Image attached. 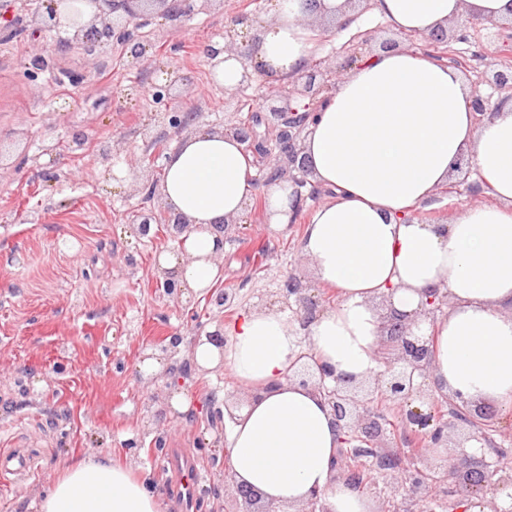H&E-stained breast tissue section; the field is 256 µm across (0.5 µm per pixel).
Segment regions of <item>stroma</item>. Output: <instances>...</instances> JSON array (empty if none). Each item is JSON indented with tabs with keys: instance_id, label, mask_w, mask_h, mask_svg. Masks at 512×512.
<instances>
[{
	"instance_id": "obj_1",
	"label": "stroma",
	"mask_w": 512,
	"mask_h": 512,
	"mask_svg": "<svg viewBox=\"0 0 512 512\" xmlns=\"http://www.w3.org/2000/svg\"><path fill=\"white\" fill-rule=\"evenodd\" d=\"M269 10L268 0H217L178 32L149 15L135 33L138 66L118 37L93 53L50 51L22 4L10 23L0 22V458L21 453L29 461L23 474L0 471V512H33L56 472L103 450L149 474L172 512H183L172 474L159 465L171 448L208 473L196 512H239L224 471V417L207 403L218 390L240 397L231 375L189 367L174 387L167 374L140 370L146 343L174 333L182 342L167 363L186 364L210 305L197 297L184 304L158 289L160 247L134 237L128 224L146 202L135 163L153 154L154 139L169 150L180 138L162 119L170 105L215 130L239 120L248 93L232 95L213 82L206 51L239 14ZM500 33L489 25L448 28V56L465 63L470 88L495 101L501 93L485 70L512 67V56L498 53ZM403 42L372 21L319 59L343 76L353 61ZM39 55L37 70L31 62ZM174 70L189 77L185 90L168 89ZM472 182L459 170L451 190L417 219L443 224L459 205L487 202V195L472 197ZM305 221L298 215L271 234L250 211L232 226L219 282L234 294L225 322L273 306L287 272L309 277L299 248ZM179 392L189 396L188 408L156 422L155 410Z\"/></svg>"
}]
</instances>
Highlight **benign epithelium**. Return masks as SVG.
I'll return each mask as SVG.
<instances>
[{
	"mask_svg": "<svg viewBox=\"0 0 512 512\" xmlns=\"http://www.w3.org/2000/svg\"><path fill=\"white\" fill-rule=\"evenodd\" d=\"M93 12L92 18L84 23L82 18L72 19L74 33L60 39V44L70 49H81L108 44L113 37L121 36L131 41L133 30L141 25L143 9L155 6L170 26L179 30L195 12L204 9L215 0H81ZM34 14L40 16L42 29L59 30L58 12L48 6L40 11L34 7ZM251 23L246 14L238 15L232 24L224 27V47L209 50L210 67L218 66L215 59L221 52L236 50L238 41L246 43L247 51L242 54L244 61L252 68L245 72L240 86H252L253 81L262 76L261 67L253 64L254 48L258 33L249 34L244 27ZM262 88L260 108L267 112L266 121L276 131L274 145L261 137L257 129L240 121L224 126V134L231 135L269 155L277 150L276 164L267 175V182L289 179L295 185V195L299 202L318 198V189L309 185V163L303 152L301 133L308 118L314 114L312 102L323 97V93L333 87L327 71L313 64L294 81L287 84L269 85L260 82ZM471 105L476 120L482 121L492 112L490 99L477 92L472 94ZM163 119L180 131L188 129L197 119L194 113L166 112ZM139 177L146 198L155 196L157 178L154 165L149 163L139 167ZM308 192H302L303 187ZM154 211L136 214V223L129 225L130 233L138 239L173 242L183 245V235L187 221L169 210L164 212L166 224L152 223ZM156 287L167 295L180 297L182 290L173 273L163 272V277H155ZM277 295L288 305L301 327L305 328L319 312L318 302L311 297L307 283L295 273L281 280ZM447 296L437 291L429 292L421 303L416 318H410L392 309L386 315L385 336L380 363L382 371L374 378V385H353L334 374V371L317 361L306 352L299 358L303 362L293 371L291 378L303 386H312L324 397L336 425L343 433L342 450L336 459L337 477L363 496L376 497L374 484L364 476V469L375 467L384 475L397 480V487L408 493L412 502L422 505L421 512H458L460 499L454 490L455 479L463 476L472 491L487 489L489 477L495 476L493 493L508 492L512 499V465L505 462L502 451L506 438L491 422L490 414L482 409H474L460 395L450 396L435 389L426 393L423 386L430 377L434 357L432 336L420 332L419 323L434 321L441 311ZM182 342V337L173 334L151 344V348L162 356L174 354ZM391 400L398 406L397 421L388 417L382 402ZM421 406H413L414 401ZM461 426L469 431V438L480 444V449L495 457L489 462L486 457H477L464 450L450 453L443 464L431 467L422 460L431 451L448 444V428ZM401 440L415 448V456L409 457L399 451L388 452L393 440ZM242 498L244 512H278L273 504L258 507L261 497L252 489L236 486Z\"/></svg>",
	"mask_w": 512,
	"mask_h": 512,
	"instance_id": "7a95c632",
	"label": "benign epithelium"
}]
</instances>
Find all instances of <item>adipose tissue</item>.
<instances>
[{
  "instance_id": "adipose-tissue-1",
  "label": "adipose tissue",
  "mask_w": 512,
  "mask_h": 512,
  "mask_svg": "<svg viewBox=\"0 0 512 512\" xmlns=\"http://www.w3.org/2000/svg\"><path fill=\"white\" fill-rule=\"evenodd\" d=\"M390 28L425 35L467 15L512 19V0H371ZM353 22L352 0H278L259 25L258 58L270 75L293 78L321 50L315 19ZM310 178L331 197L315 207L300 242L312 280L333 289L334 306L308 326L258 307L223 325V348L198 339L190 357L202 369L224 366L246 392L225 418L233 481L263 501L297 512L319 491L327 512H375L373 502L334 477L340 433L323 398L292 381L309 348L319 363L353 383L380 370L383 312L411 314L430 291L450 307L423 333L435 334L432 385L475 404L512 410V99L476 123L461 74L422 52L370 55L337 83L307 126ZM467 161L490 195L455 208L447 223L414 217ZM269 233L298 214L292 182L258 186L253 158L236 138L206 128L180 139L160 183L165 204L187 219L181 249L162 253L185 288L209 292L223 250L214 225L235 222L256 194ZM38 512H162V499L133 467L108 452L76 461L50 482Z\"/></svg>"
}]
</instances>
